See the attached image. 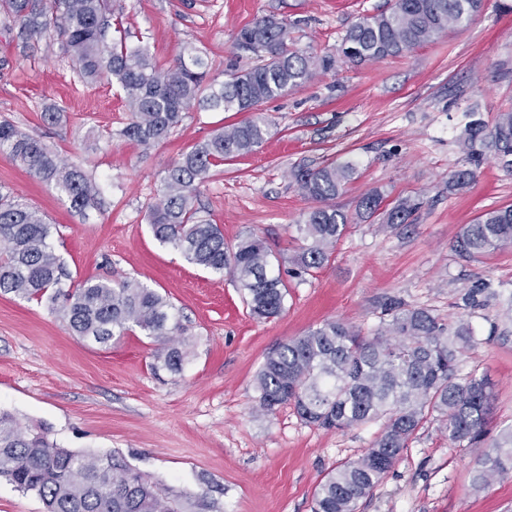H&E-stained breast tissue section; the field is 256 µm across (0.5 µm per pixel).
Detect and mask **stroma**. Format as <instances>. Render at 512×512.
<instances>
[{
	"label": "stroma",
	"instance_id": "1",
	"mask_svg": "<svg viewBox=\"0 0 512 512\" xmlns=\"http://www.w3.org/2000/svg\"><path fill=\"white\" fill-rule=\"evenodd\" d=\"M118 28L129 47H148L172 65L184 46L209 59L224 80L253 65L237 53V31L275 15L297 49L335 56L345 30L388 8L389 0H121ZM20 24L0 12V120L80 166L99 188L95 205L71 209L54 185L0 154V190L38 209L72 283L92 277L135 280L173 304L191 341L180 372L154 371L156 342L140 330L102 346L73 336L46 305L0 294V411L25 429L75 452L111 454L163 491L186 494L190 512H312L313 495L338 464L357 458L380 431L376 422L345 431L305 424L293 406L259 408L255 377L266 356L329 320L368 332L392 302L465 320L477 345L460 373L488 375L496 399L484 446L512 429V248L459 258L453 244L486 210L512 205V174L485 157L462 189L448 186L465 166V114L485 122L512 109V0H484L463 27L410 52L359 65L337 59L301 87L262 106L270 133L254 152L215 167L201 186L204 216L234 243L263 238L274 265L302 246L296 231L311 200L294 174L329 162L354 174L335 205L349 228L329 262L305 280L287 278L282 312L259 320L230 276L188 263L157 241L147 207L171 160L240 112L188 108L164 141L122 136L129 121L110 78L81 81L55 31L22 43ZM60 119L45 122L46 109ZM380 191L388 203L419 205L396 227L359 214ZM485 289L484 307L463 295ZM478 451L451 444L427 419L358 512H512V471L475 483Z\"/></svg>",
	"mask_w": 512,
	"mask_h": 512
}]
</instances>
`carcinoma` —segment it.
<instances>
[{
  "mask_svg": "<svg viewBox=\"0 0 512 512\" xmlns=\"http://www.w3.org/2000/svg\"><path fill=\"white\" fill-rule=\"evenodd\" d=\"M482 0H395L394 6L350 26L342 37L341 56L349 63L401 55L433 41L471 20ZM0 10L20 23L26 41L54 29L80 78H115L130 122L122 134L137 143L165 140L182 121V112L197 104L208 111L249 112L211 138L181 155L166 169L163 188L148 209L153 236L179 251L190 263L212 273L229 274L243 291L252 315L277 316L284 307L287 285L271 273V251L254 233L233 245L224 232L201 215L197 192L211 167L253 152L266 140L270 122L260 107L301 87L316 70L334 66L335 58L290 48L288 26L269 15L255 19L236 34L234 46L258 64L219 82L207 79V56L186 47L176 63L159 66L148 48H129L107 40L115 0H0ZM471 110L460 141L469 167L454 171L452 189L475 175L486 153L512 174V110L498 113L489 125ZM0 152L39 180L52 183L83 211L95 202L96 184L68 165L39 140L0 121ZM354 174L349 163H330L301 170V193L318 203L297 225L305 244L291 258L288 275L303 279L322 268L348 228V216L330 204ZM385 197L364 195L359 210L372 218ZM418 204L404 199L385 211V223L406 224ZM53 225L9 193L0 194V293L26 301L47 302L67 321L70 331L106 344L136 327L160 343L155 367L182 370L190 343L173 305L136 281L114 283L88 278L65 287L68 277L49 243ZM512 246V206L484 212L457 237L454 251L473 259ZM372 335L339 321H326L283 342L270 353L256 376L263 411L293 403L300 417L327 430L344 431L382 422L372 445L355 460L334 467L314 494L312 512H357L390 471L429 416L440 421L448 440L477 448L483 440L495 396L492 380L475 371L458 374L459 356L478 344L463 321L445 323L426 308L394 303ZM476 480L488 483L512 468V432L480 458ZM0 478L22 492H34L45 512H179L177 500L160 491L141 473L112 455L100 456L59 448L38 432L21 429L0 414Z\"/></svg>",
  "mask_w": 512,
  "mask_h": 512,
  "instance_id": "carcinoma-1",
  "label": "carcinoma"
}]
</instances>
